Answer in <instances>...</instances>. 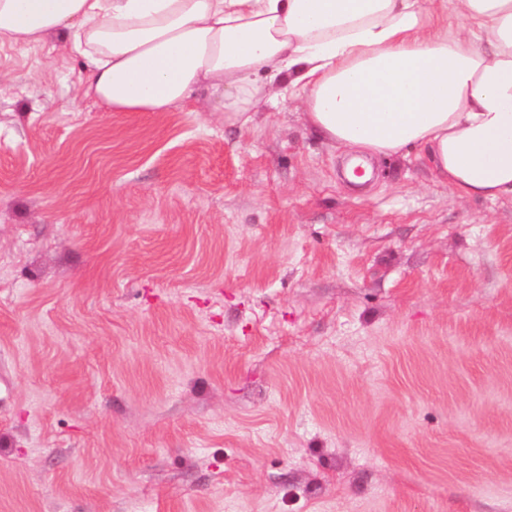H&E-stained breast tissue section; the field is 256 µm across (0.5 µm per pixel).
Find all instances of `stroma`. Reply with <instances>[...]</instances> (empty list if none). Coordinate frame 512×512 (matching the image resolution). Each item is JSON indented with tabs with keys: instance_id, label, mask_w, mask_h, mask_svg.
I'll return each instance as SVG.
<instances>
[{
	"instance_id": "1",
	"label": "stroma",
	"mask_w": 512,
	"mask_h": 512,
	"mask_svg": "<svg viewBox=\"0 0 512 512\" xmlns=\"http://www.w3.org/2000/svg\"><path fill=\"white\" fill-rule=\"evenodd\" d=\"M83 69L0 46V512H512V198Z\"/></svg>"
}]
</instances>
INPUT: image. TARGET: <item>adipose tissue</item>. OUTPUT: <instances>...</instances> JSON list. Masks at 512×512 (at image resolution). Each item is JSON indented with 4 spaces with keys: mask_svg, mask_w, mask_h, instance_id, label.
<instances>
[{
    "mask_svg": "<svg viewBox=\"0 0 512 512\" xmlns=\"http://www.w3.org/2000/svg\"><path fill=\"white\" fill-rule=\"evenodd\" d=\"M54 35L106 111L295 101L339 148L415 146L460 194L512 198V0H0V46Z\"/></svg>",
    "mask_w": 512,
    "mask_h": 512,
    "instance_id": "obj_1",
    "label": "adipose tissue"
}]
</instances>
